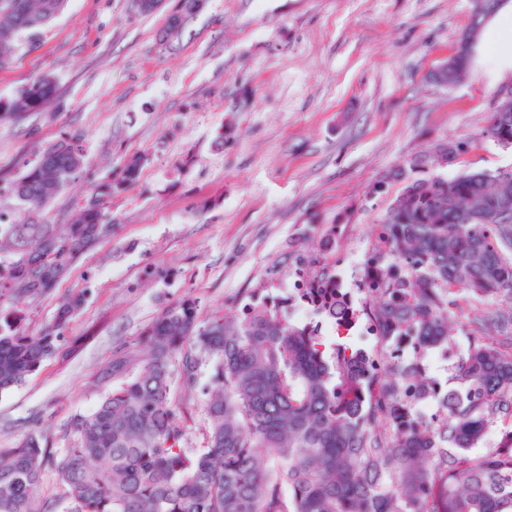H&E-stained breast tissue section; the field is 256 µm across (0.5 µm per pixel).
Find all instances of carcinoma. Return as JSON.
<instances>
[{"label":"carcinoma","instance_id":"obj_1","mask_svg":"<svg viewBox=\"0 0 512 512\" xmlns=\"http://www.w3.org/2000/svg\"><path fill=\"white\" fill-rule=\"evenodd\" d=\"M65 2L0 0V68ZM485 19L474 8L448 86L474 67ZM55 93L51 76L32 78L0 98V122L24 120ZM480 135L512 146V112H490ZM85 166L74 137L63 138L24 164L11 193L37 210ZM438 166L416 155L391 171L404 187L380 224L366 316L384 344L409 336L424 350L454 340L459 300L483 303L468 318L453 388L437 390L412 365L376 372L369 357L313 335L275 304L204 322L188 296L144 329L139 349L106 366L102 379L115 385L70 420L72 447L59 454L32 432L0 448V512H56L57 501L35 496L48 468L67 488V512H512V221L499 220L512 214V178L471 169L447 178ZM141 167L142 157L130 158L70 224L1 223L0 306L47 294L106 239L107 200ZM318 264V287H331L333 265ZM85 301L82 292L66 297L35 333L0 315V392L79 349L60 341ZM205 357L208 427L204 448L192 452L180 405L195 396ZM420 397L443 409L432 425L410 418ZM498 421L508 427L497 446L479 451Z\"/></svg>","mask_w":512,"mask_h":512}]
</instances>
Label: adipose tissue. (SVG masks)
Here are the masks:
<instances>
[{
    "instance_id": "obj_1",
    "label": "adipose tissue",
    "mask_w": 512,
    "mask_h": 512,
    "mask_svg": "<svg viewBox=\"0 0 512 512\" xmlns=\"http://www.w3.org/2000/svg\"><path fill=\"white\" fill-rule=\"evenodd\" d=\"M476 65H491V82L512 74V0H501L479 36Z\"/></svg>"
}]
</instances>
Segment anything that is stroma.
Here are the masks:
<instances>
[{"label":"stroma","instance_id":"35a3bbf8","mask_svg":"<svg viewBox=\"0 0 512 512\" xmlns=\"http://www.w3.org/2000/svg\"><path fill=\"white\" fill-rule=\"evenodd\" d=\"M181 5L162 0L143 15L132 0H68L0 69V97L41 73L57 86L38 112L0 126L1 213L69 223L128 158L146 159L109 204L111 235L49 295L8 306L36 331L85 292L62 342L93 340L0 394V448L33 431L55 451L70 447L68 423L99 404L113 354L135 350L185 297L202 319L220 318L285 296L295 269L315 272L323 241L340 268L369 253L402 188L389 172L481 130L501 91L479 70L450 89L428 76L455 53L473 0H205L161 44ZM222 126L231 138L220 147ZM64 133L83 143V176L37 211L20 207L11 180ZM510 167L512 147L482 140L440 173Z\"/></svg>","mask_w":512,"mask_h":512}]
</instances>
